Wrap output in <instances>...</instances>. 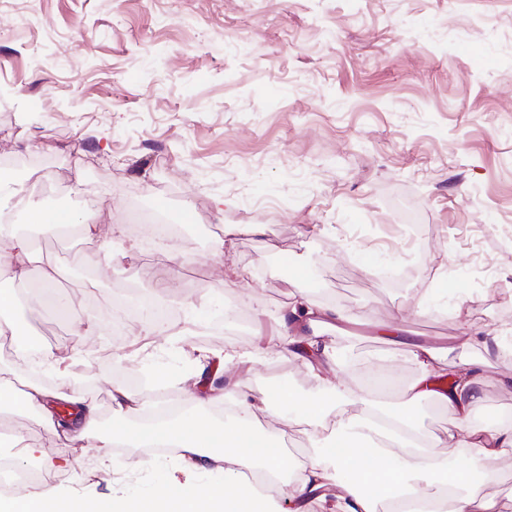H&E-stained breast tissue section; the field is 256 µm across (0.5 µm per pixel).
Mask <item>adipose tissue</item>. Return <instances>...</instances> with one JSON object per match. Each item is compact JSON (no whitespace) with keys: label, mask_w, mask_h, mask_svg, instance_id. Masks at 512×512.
<instances>
[{"label":"adipose tissue","mask_w":512,"mask_h":512,"mask_svg":"<svg viewBox=\"0 0 512 512\" xmlns=\"http://www.w3.org/2000/svg\"><path fill=\"white\" fill-rule=\"evenodd\" d=\"M11 207L49 234L63 228L83 237L96 234L98 215L92 210L78 216L60 208H36L20 189ZM0 243L5 246L0 268L14 279L25 280L36 256L31 240L20 235L15 225L0 224ZM343 318L339 310L317 309L298 298L282 309L281 351L306 360L323 385L317 397L302 403L290 387L283 386L271 395L237 394L235 416L221 424L212 415L199 414L99 434L95 404L80 393L66 395L71 409L63 435L67 442L85 448H117L124 442L147 448L155 442H170L180 449L176 474L152 494L113 500L108 512H285L275 497L261 496L256 483L243 475L241 467L250 461L275 483L297 473L286 512H380L386 501L398 505L401 512L413 505L420 506L421 512H512L501 496L484 491L476 480L477 461L496 459L503 449L512 447L511 428L472 421L484 385L477 365L448 370L437 363L432 349L413 346L419 375L408 388L410 403L398 410L385 409L371 400L355 398L338 378L336 351L322 333ZM448 372L454 377L453 385L436 393V377ZM430 396L436 397L448 415L449 446L473 449V456L463 454L450 461L429 447L411 445L415 429L409 406ZM295 405L302 406L313 432V454L301 467L254 424L255 409ZM352 448L368 451V460L353 464L348 454ZM219 464L224 467L223 483L201 484L199 475ZM436 481L443 487L438 496L429 492ZM69 503L49 473L22 494L1 496L0 512H45L47 505Z\"/></svg>","instance_id":"ef3b65f1"}]
</instances>
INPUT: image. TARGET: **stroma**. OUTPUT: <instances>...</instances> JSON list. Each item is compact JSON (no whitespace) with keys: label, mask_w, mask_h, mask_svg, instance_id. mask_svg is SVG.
Listing matches in <instances>:
<instances>
[{"label":"stroma","mask_w":512,"mask_h":512,"mask_svg":"<svg viewBox=\"0 0 512 512\" xmlns=\"http://www.w3.org/2000/svg\"><path fill=\"white\" fill-rule=\"evenodd\" d=\"M18 186L39 207L100 211L80 253L48 237L39 258L62 270L55 294L76 320L97 322L55 388L83 376L113 428L139 421L100 395L144 370L196 412L181 380L229 342L251 355L248 372L224 374L238 391L316 395L305 362L270 338L298 293L347 314L327 336L357 397L400 408L418 342L441 364L482 367L475 421H512L498 384L512 358L452 341L512 335V0H0V203ZM158 214L190 222L160 239ZM167 257L177 273L159 298L172 327L113 336V294L153 287ZM231 268L241 279L227 281ZM40 283L39 271L23 283L19 323L53 347L70 327L38 306ZM227 305L245 329L212 323ZM25 423L38 454L8 440L0 457L52 468L77 500L150 493L176 464ZM256 426L311 448L297 413L262 409Z\"/></svg>","instance_id":"35a3bbf8"}]
</instances>
